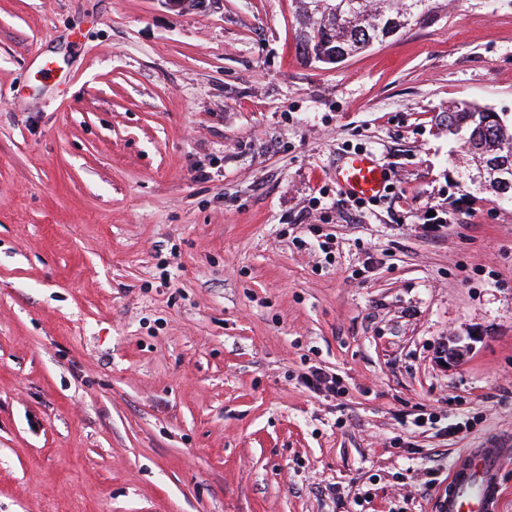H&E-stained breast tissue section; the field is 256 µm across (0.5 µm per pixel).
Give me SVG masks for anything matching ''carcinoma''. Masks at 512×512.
Instances as JSON below:
<instances>
[{
	"instance_id": "1",
	"label": "carcinoma",
	"mask_w": 512,
	"mask_h": 512,
	"mask_svg": "<svg viewBox=\"0 0 512 512\" xmlns=\"http://www.w3.org/2000/svg\"><path fill=\"white\" fill-rule=\"evenodd\" d=\"M299 41L304 54H349L382 41L425 17L434 0H302ZM448 136L463 142L472 154L459 167L464 185L489 190L493 201L512 205V124L474 103L448 107ZM485 171L476 184L472 173Z\"/></svg>"
}]
</instances>
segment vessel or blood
I'll list each match as a JSON object with an SVG mask.
<instances>
[{
    "label": "vessel or blood",
    "mask_w": 512,
    "mask_h": 512,
    "mask_svg": "<svg viewBox=\"0 0 512 512\" xmlns=\"http://www.w3.org/2000/svg\"><path fill=\"white\" fill-rule=\"evenodd\" d=\"M336 178L341 189L352 197L382 195L386 187L385 170L371 154H356L339 166ZM507 448H474L464 462L456 464L448 482V493L439 501V512H495L498 474Z\"/></svg>",
    "instance_id": "obj_1"
}]
</instances>
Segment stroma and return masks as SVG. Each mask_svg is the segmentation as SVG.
Instances as JSON below:
<instances>
[{
	"instance_id": "stroma-1",
	"label": "stroma",
	"mask_w": 512,
	"mask_h": 512,
	"mask_svg": "<svg viewBox=\"0 0 512 512\" xmlns=\"http://www.w3.org/2000/svg\"><path fill=\"white\" fill-rule=\"evenodd\" d=\"M302 8L0 0V512H438L512 445V207L445 117L512 118V0L337 63ZM336 178L341 189L352 196L356 207L365 208V200L376 202L386 187L385 169L373 154H356L346 158L338 167ZM359 197V198H354ZM303 383L314 394L335 396L340 387L335 374H330L321 368H315L303 377Z\"/></svg>"
}]
</instances>
